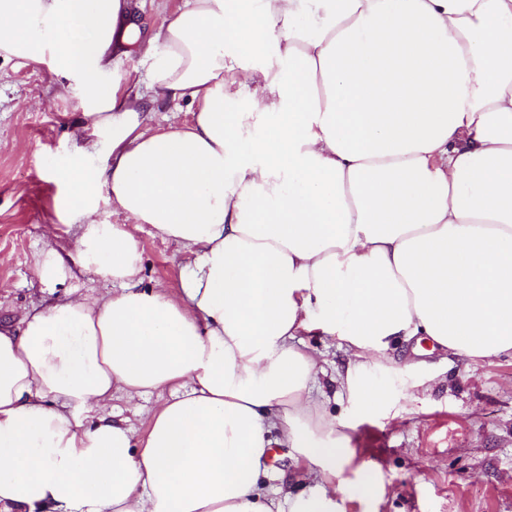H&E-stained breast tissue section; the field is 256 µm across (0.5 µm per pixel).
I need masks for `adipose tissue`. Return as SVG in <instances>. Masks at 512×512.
<instances>
[{
    "label": "adipose tissue",
    "instance_id": "obj_1",
    "mask_svg": "<svg viewBox=\"0 0 512 512\" xmlns=\"http://www.w3.org/2000/svg\"><path fill=\"white\" fill-rule=\"evenodd\" d=\"M130 47L144 95L99 79ZM0 57L81 73L76 153L106 159L58 172L79 234L34 268L114 284L0 324V512H343L304 335L366 414L396 343L512 356V0H184L145 39L130 0H0ZM144 224L191 255L177 290L142 287ZM118 393L161 394L145 436L101 416ZM276 446L314 493H260ZM191 102L189 99L180 101L179 103L159 102L154 105V111L148 114L150 123L155 126L166 127L170 124L181 125L187 123L191 119ZM305 342L313 347L317 352H321L324 355L321 356L323 360H327L328 364H324L327 368L328 372L332 371L331 366L332 362L334 366L342 367L345 362L344 352L338 350L335 345L332 344V341L328 339L326 336H304Z\"/></svg>",
    "mask_w": 512,
    "mask_h": 512
}]
</instances>
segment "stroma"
<instances>
[{"label": "stroma", "instance_id": "35a3bbf8", "mask_svg": "<svg viewBox=\"0 0 512 512\" xmlns=\"http://www.w3.org/2000/svg\"><path fill=\"white\" fill-rule=\"evenodd\" d=\"M67 84L52 62L0 58V320L111 287L79 273L47 283L32 263L77 231L56 205L63 188L55 173L73 161V133L84 121L81 94ZM139 240L143 286L177 287L190 255L147 225ZM422 348L419 369L372 370L391 396L384 409L354 415L347 402L329 406L349 421L348 477L370 471L376 479L375 496H355L345 512H512V357L467 363L430 343Z\"/></svg>", "mask_w": 512, "mask_h": 512}]
</instances>
